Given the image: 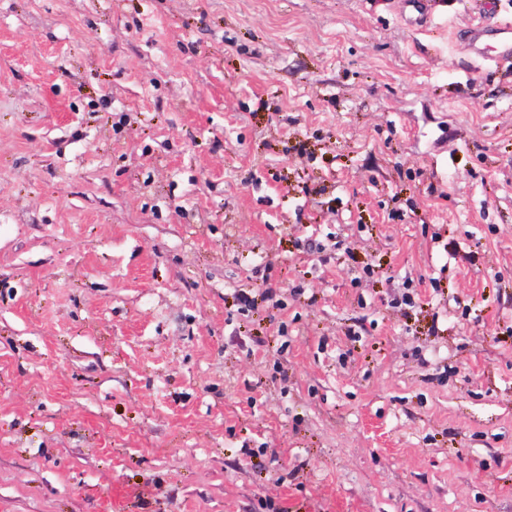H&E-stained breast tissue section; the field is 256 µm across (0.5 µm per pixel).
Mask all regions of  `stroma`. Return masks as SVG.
I'll return each instance as SVG.
<instances>
[{"instance_id":"1","label":"stroma","mask_w":512,"mask_h":512,"mask_svg":"<svg viewBox=\"0 0 512 512\" xmlns=\"http://www.w3.org/2000/svg\"><path fill=\"white\" fill-rule=\"evenodd\" d=\"M430 9L0 0V512H512V63Z\"/></svg>"}]
</instances>
